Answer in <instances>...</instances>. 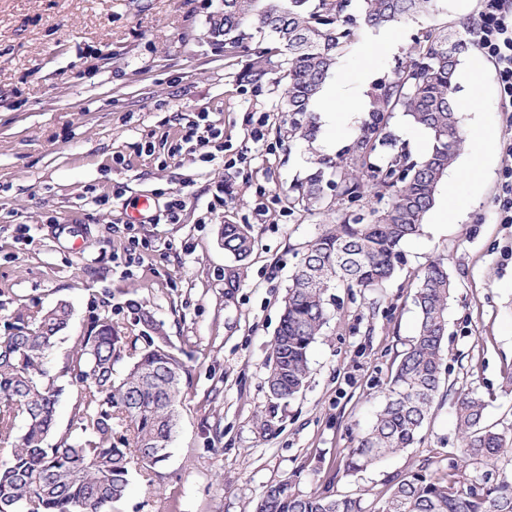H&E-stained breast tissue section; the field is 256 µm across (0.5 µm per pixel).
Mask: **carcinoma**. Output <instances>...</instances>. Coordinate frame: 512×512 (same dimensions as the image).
Masks as SVG:
<instances>
[{"label":"carcinoma","instance_id":"carcinoma-1","mask_svg":"<svg viewBox=\"0 0 512 512\" xmlns=\"http://www.w3.org/2000/svg\"><path fill=\"white\" fill-rule=\"evenodd\" d=\"M348 0H224L210 17L215 45L228 55L247 49L253 33L276 46L251 53L247 77L260 86L281 72L287 80L285 111L290 138L315 139L310 103L355 44L432 7L431 0H363L359 17ZM474 45L457 34L421 32L394 76L368 93L366 117L336 160L316 158L313 170L291 188L292 204L305 212L333 211L337 221L309 242L288 286L281 324L271 343L268 389L287 401L309 376V350L328 322L332 288L382 287L403 261L402 244L419 235L434 207L438 186L464 146L454 99L462 58ZM403 112L430 136L420 157L390 127ZM374 193L382 203L365 214L348 205ZM224 251L243 261L253 249L248 226L225 224ZM454 286L442 260L425 268L414 303L417 334L401 354L385 400L370 429L349 450L343 474L355 476L386 456L411 447L431 412L442 383V344ZM71 309L62 301L46 310L11 314L13 333L0 340V512H112L128 491L137 464L168 458L176 406L186 368L160 325L139 309V336H121L103 320L76 336L58 373L46 365ZM131 359L117 378L114 365ZM78 389L71 427L50 444L65 386ZM455 416L463 465L418 470L391 480L377 512H512V481L499 477L508 453L506 432L485 423V401L473 391L456 394ZM25 422L16 433L17 419ZM125 433L117 435V428ZM255 512H368L362 496L328 491L296 494L287 480L264 489Z\"/></svg>","mask_w":512,"mask_h":512}]
</instances>
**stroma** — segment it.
<instances>
[{
    "label": "stroma",
    "mask_w": 512,
    "mask_h": 512,
    "mask_svg": "<svg viewBox=\"0 0 512 512\" xmlns=\"http://www.w3.org/2000/svg\"><path fill=\"white\" fill-rule=\"evenodd\" d=\"M482 0H437L341 58L333 83L369 90L391 76L425 29L462 31ZM221 0H0V336L17 305L67 301L72 317L48 364L61 370L74 337L98 319L130 332L138 309L162 324L188 372L169 458L135 472L112 512H253L268 485L381 498L395 474L423 463L447 469L461 456L447 390L414 447L356 477L338 473L372 423L391 373L416 333L413 295L425 265L443 259L454 284L444 366L458 390L476 391L488 422L512 424V224L494 199L512 155L495 70L479 51L458 71L455 99L466 134L492 139L477 181L461 152L440 185L458 218L431 210L402 246L404 263L384 288L328 293L329 321L312 344L305 387L272 426L267 359L290 276L308 241L331 220L291 207L288 189L336 157L359 126L319 128L313 143L282 129L284 86L249 84L246 57H225L210 34ZM223 132L224 153L192 140L170 148L199 115ZM185 201L176 224L128 227L125 211L149 196L160 212ZM83 224L80 247L56 238ZM250 227L243 262L225 253V223ZM27 224V239L16 227ZM237 280L228 283V271Z\"/></svg>",
    "instance_id": "stroma-1"
}]
</instances>
